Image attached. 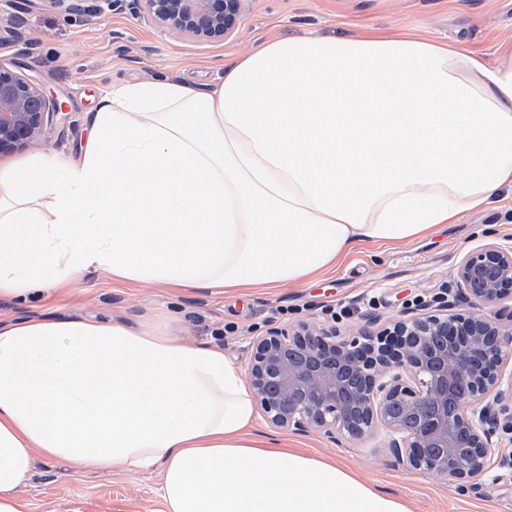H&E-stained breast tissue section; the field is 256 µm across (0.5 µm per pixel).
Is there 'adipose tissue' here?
<instances>
[{"instance_id":"obj_1","label":"adipose tissue","mask_w":512,"mask_h":512,"mask_svg":"<svg viewBox=\"0 0 512 512\" xmlns=\"http://www.w3.org/2000/svg\"><path fill=\"white\" fill-rule=\"evenodd\" d=\"M81 158L0 160V299L89 272L175 288L296 283L512 191V43L305 36L210 88L113 87ZM243 371L174 330L56 314L0 323V512L39 464L155 471V512H410L268 437Z\"/></svg>"}]
</instances>
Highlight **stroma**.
Listing matches in <instances>:
<instances>
[{
  "label": "stroma",
  "instance_id": "obj_1",
  "mask_svg": "<svg viewBox=\"0 0 512 512\" xmlns=\"http://www.w3.org/2000/svg\"><path fill=\"white\" fill-rule=\"evenodd\" d=\"M16 15L23 37L0 46V63L32 79L60 109L40 141L13 155L51 150L73 161L86 143L93 112L112 86L168 75L204 88L223 78L225 66L274 38L347 37L374 27L421 33L490 60L504 41L512 40V0H250L235 32L211 42L164 35L128 10L85 15L60 11L48 0H0V24L9 25ZM492 242L512 244L511 196L410 242L363 246L335 269L300 284L219 293L149 282L128 285L90 273L50 303L38 297L0 300V319L59 310L88 320L167 321L187 342H209L243 367L251 339L272 326L306 320L352 337L416 315L419 305L454 288L465 255ZM257 432L286 438L310 456L336 460L406 502L411 512H512V479L501 477L494 466L477 488H460L412 469L386 449L380 432L335 442L317 429L285 431L264 418ZM158 487L152 471L76 476L68 464L48 462L20 492L34 512L49 507L55 512H154Z\"/></svg>",
  "mask_w": 512,
  "mask_h": 512
}]
</instances>
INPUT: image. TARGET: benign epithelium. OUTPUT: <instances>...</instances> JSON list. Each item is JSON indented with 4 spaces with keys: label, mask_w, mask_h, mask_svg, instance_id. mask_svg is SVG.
Masks as SVG:
<instances>
[{
    "label": "benign epithelium",
    "mask_w": 512,
    "mask_h": 512,
    "mask_svg": "<svg viewBox=\"0 0 512 512\" xmlns=\"http://www.w3.org/2000/svg\"><path fill=\"white\" fill-rule=\"evenodd\" d=\"M64 12L100 14L125 7L158 29L201 41L231 35L249 0H48ZM58 111L30 79L0 65V152L45 134ZM466 314L422 313L377 334L347 338L308 322L254 337L247 373L267 420L288 431L321 429L362 440L377 430L408 464L460 487L492 460L512 474V342L495 308L512 298V247L488 243L456 270Z\"/></svg>",
    "instance_id": "1"
}]
</instances>
